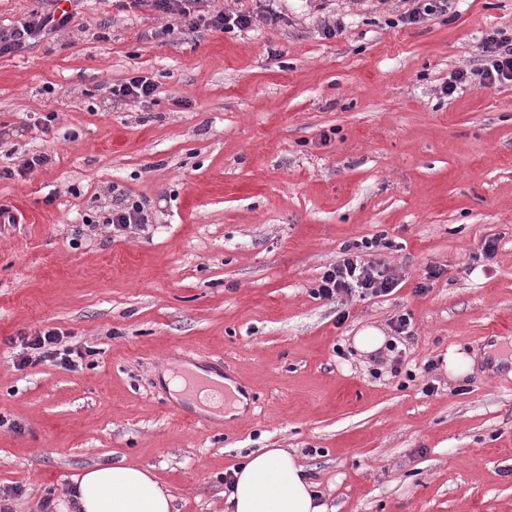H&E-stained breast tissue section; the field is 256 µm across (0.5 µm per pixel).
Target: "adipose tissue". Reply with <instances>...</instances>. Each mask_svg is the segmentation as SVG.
<instances>
[{"label":"adipose tissue","instance_id":"1","mask_svg":"<svg viewBox=\"0 0 512 512\" xmlns=\"http://www.w3.org/2000/svg\"><path fill=\"white\" fill-rule=\"evenodd\" d=\"M76 512H175L174 498L149 470L98 463L70 494ZM224 512H327L315 483L295 455L261 448L247 455L224 493Z\"/></svg>","mask_w":512,"mask_h":512}]
</instances>
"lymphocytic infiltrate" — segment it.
Returning <instances> with one entry per match:
<instances>
[{"label":"lymphocytic infiltrate","mask_w":512,"mask_h":512,"mask_svg":"<svg viewBox=\"0 0 512 512\" xmlns=\"http://www.w3.org/2000/svg\"><path fill=\"white\" fill-rule=\"evenodd\" d=\"M81 0H52L47 10H33L23 18L7 25H0V56L15 55L26 51L41 40L59 35L69 28ZM212 0H130L133 7L147 8L166 18L163 35L196 33L200 29L230 31L244 29L254 23L249 12L214 10ZM512 83V37L499 32L487 34L483 55L478 66L459 70L449 77L446 94H454L463 85L493 88ZM151 218L142 202L127 198L115 199L112 210L103 222H90L93 231L142 230ZM381 239L361 240L342 245L336 261L322 272L318 284L312 288L314 298L333 300L341 296L360 295L382 297L389 295L397 286V280L387 273L367 252L381 246ZM58 330L49 329L21 341L22 351L16 360L17 367L51 362L62 367H78L86 357L93 355V348L68 346L62 342Z\"/></svg>","instance_id":"f902f5d3"}]
</instances>
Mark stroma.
Returning a JSON list of instances; mask_svg holds the SVG:
<instances>
[{
  "label": "stroma",
  "mask_w": 512,
  "mask_h": 512,
  "mask_svg": "<svg viewBox=\"0 0 512 512\" xmlns=\"http://www.w3.org/2000/svg\"><path fill=\"white\" fill-rule=\"evenodd\" d=\"M276 5L277 24L161 38L153 11L82 0L71 30L0 57V167L54 158L0 178L21 218L0 224L12 512H62L75 476L120 460L176 512H224L225 472L258 448L295 454L328 512H512V370L494 366L512 346V83L443 91L487 33L512 37V0L412 26L395 23L407 0ZM135 75L153 100L112 101L106 84ZM117 193L150 210L147 232L88 230ZM373 237L393 243L372 254L392 294L313 298L342 245ZM406 312L403 366L437 360V394L353 345ZM50 328L95 355L14 367L19 338ZM189 364L228 373L223 408L163 380Z\"/></svg>",
  "instance_id": "stroma-1"
}]
</instances>
